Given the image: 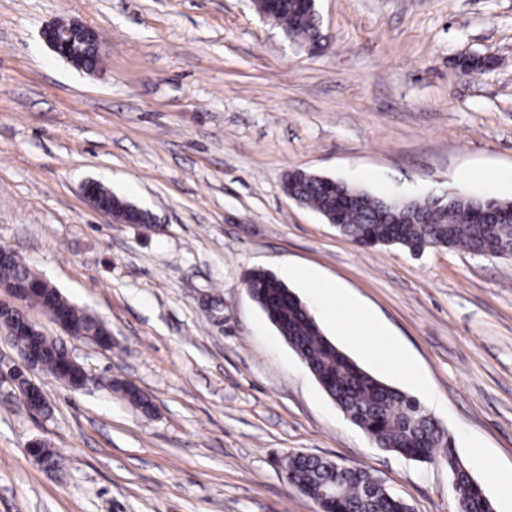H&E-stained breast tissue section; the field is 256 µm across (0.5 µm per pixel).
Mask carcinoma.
<instances>
[{
	"mask_svg": "<svg viewBox=\"0 0 512 512\" xmlns=\"http://www.w3.org/2000/svg\"><path fill=\"white\" fill-rule=\"evenodd\" d=\"M261 12L277 21L285 35L311 46L322 40L315 4L309 0H256ZM496 65L493 57L464 56L456 66L464 75L482 74ZM288 197L317 211L327 222L343 213L340 233L359 246L393 243L412 254L429 248L461 249L480 253L500 248L512 251V201L496 197L455 196L402 200L387 214L389 199L376 197L342 181L302 170L288 175ZM96 202L120 215L133 212L136 223L153 222L140 209L100 183ZM40 278L20 257L0 262V282L20 288ZM245 288L280 336L291 346L312 374L325 382L323 389L344 414L378 447L423 462L443 461L457 495L458 512H487V505L472 483L468 469L447 452L448 431L418 399L392 387L359 367L326 336L313 314L288 286L264 270H251ZM39 307L53 320L65 318L82 336L110 341L105 326L87 309L72 303L55 286H43ZM48 373L62 384L77 389L83 366L62 343L42 334L33 337ZM109 387L123 394L137 410L148 415L151 400L119 381ZM283 468L291 484L313 499L321 512H410L404 500L377 485L364 468L303 453L284 458Z\"/></svg>",
	"mask_w": 512,
	"mask_h": 512,
	"instance_id": "obj_1",
	"label": "carcinoma"
}]
</instances>
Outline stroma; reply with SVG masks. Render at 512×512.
<instances>
[{
  "label": "stroma",
  "mask_w": 512,
  "mask_h": 512,
  "mask_svg": "<svg viewBox=\"0 0 512 512\" xmlns=\"http://www.w3.org/2000/svg\"><path fill=\"white\" fill-rule=\"evenodd\" d=\"M321 50L254 0H0V246L112 331L65 336L91 377L40 368L46 415L0 393V512H319L290 453L368 470L412 512H455L448 468L377 447L329 398L244 286L313 269L367 310L408 371L324 334L430 414L493 504L512 512V257L364 248L284 192L289 172L380 196L512 200V0H316ZM94 28L100 69L56 57L41 29ZM467 55L490 71L460 76ZM97 181L156 218L92 207ZM137 386L143 415L107 388ZM35 439L59 454L49 468Z\"/></svg>",
  "instance_id": "obj_1"
}]
</instances>
